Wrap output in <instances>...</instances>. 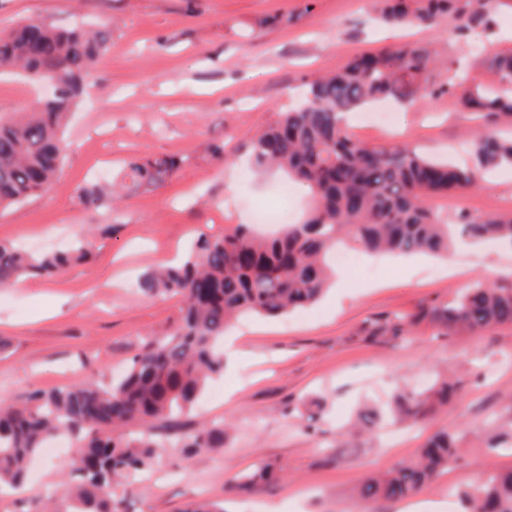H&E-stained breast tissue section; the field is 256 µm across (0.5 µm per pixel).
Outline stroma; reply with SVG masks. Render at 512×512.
Here are the masks:
<instances>
[{"label": "stroma", "mask_w": 512, "mask_h": 512, "mask_svg": "<svg viewBox=\"0 0 512 512\" xmlns=\"http://www.w3.org/2000/svg\"><path fill=\"white\" fill-rule=\"evenodd\" d=\"M380 8V0H0L2 34L26 19L111 32L64 129L53 184L0 210V242L52 252L90 225L113 227L97 236L89 260L0 289V400L108 382L147 341L177 326L179 300L142 295L139 278L182 259L201 235L252 223L253 208L286 204L276 193L284 175L248 170L243 159L311 76L339 72L354 56L388 44L414 42L489 82L493 58L512 50V0H500L493 28L474 30L475 50L458 41L450 19L383 27L375 21ZM45 95L43 85L0 73L2 116ZM387 108L393 127L364 133L368 143L471 164L460 149L469 121L448 95ZM218 145L223 155L215 154ZM167 156L182 165L161 186L96 212L81 206L80 186L121 179L125 160ZM432 205L447 220L462 212L512 214V168L478 172L474 187ZM357 259L358 271L338 270L313 308L236 323L224 338L233 350L214 381L226 398L202 396L168 431L173 443L199 421L221 419L230 425L228 440L188 463L179 449H167L158 471L128 495L127 512H182L200 498L223 501L227 512H394L391 502L357 500L354 488L414 458L439 431L456 435L460 460L418 495L420 512H463L449 505V495L512 468V450L491 448L485 425L512 403V325L445 334L423 321L390 341L361 333L382 316L450 299L487 278L489 267L501 281L512 280V246L457 249L445 262ZM445 377L458 389L456 400L432 407L413 427L349 431L360 406L387 408L401 390L424 391ZM264 462L281 468L279 483L232 491L236 474ZM68 478L67 466L43 457L24 491L0 498V512H41L46 490Z\"/></svg>", "instance_id": "stroma-1"}]
</instances>
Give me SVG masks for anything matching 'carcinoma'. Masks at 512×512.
<instances>
[{
	"mask_svg": "<svg viewBox=\"0 0 512 512\" xmlns=\"http://www.w3.org/2000/svg\"><path fill=\"white\" fill-rule=\"evenodd\" d=\"M498 0H388L380 16L389 26L432 25L447 17L460 38L493 23ZM109 32L55 30L36 20L0 36V70L20 68L56 87L57 94L19 118L0 117V207L45 192L62 159V134L77 104L85 77L108 50ZM444 66L416 44L382 48L354 57L340 73L307 83L299 102L253 138L249 152L256 169H277L308 186L313 207L302 224H288L263 237L239 224L222 237L200 236L184 261L153 268L139 281L150 297L177 298L181 321L169 335L135 354L125 373L108 384L94 381L37 390L22 402L0 401V487L18 488L29 463L47 439L63 435L79 445L72 461L78 480L54 490L44 512H126L125 495L160 463L166 444L156 429L192 409L209 381L224 370V332L237 317L279 316L305 308L321 296L332 269L329 256L356 246L364 252L448 256L454 241L512 243V216L475 217L461 212L456 223L442 220L429 203L437 195L463 191L475 182V169L421 155L404 146H369L343 123L380 98H428L443 91L429 76ZM495 80L470 82L455 70L448 84L457 108L483 121L471 131L477 166L512 167V138L487 124L512 125V52L495 56ZM176 159H131L125 179L108 189L82 187L78 197L88 211L110 199L120 201L129 185L159 186L177 169ZM95 232L65 251L28 254L0 244V288L20 278L54 275L85 259ZM427 319L445 332L483 331L512 325V283L491 287L477 280L448 302H432L410 316L378 319L363 330L372 338L403 336ZM456 395L455 384L440 379L429 393L414 389L394 400L396 414L417 420L431 405ZM226 425L209 420L184 433L181 457L224 447ZM457 438L435 435L416 458L396 463L356 490L363 502L413 498L442 471L457 464ZM281 469L265 464L233 479L241 492L257 481L275 483ZM465 512H512V470L500 471L463 497Z\"/></svg>",
	"mask_w": 512,
	"mask_h": 512,
	"instance_id": "cac0c4a2",
	"label": "carcinoma"
}]
</instances>
